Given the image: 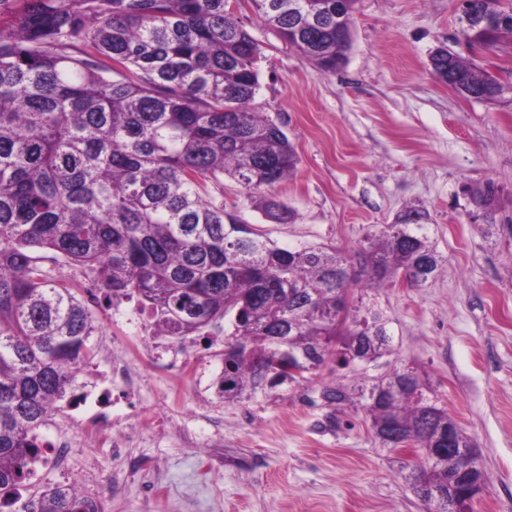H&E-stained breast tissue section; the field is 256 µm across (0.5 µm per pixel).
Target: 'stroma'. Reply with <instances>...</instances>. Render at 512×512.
<instances>
[{
	"instance_id": "35a3bbf8",
	"label": "stroma",
	"mask_w": 512,
	"mask_h": 512,
	"mask_svg": "<svg viewBox=\"0 0 512 512\" xmlns=\"http://www.w3.org/2000/svg\"><path fill=\"white\" fill-rule=\"evenodd\" d=\"M229 8L263 47L253 106L283 124L300 162L260 192L228 177L204 196L279 246L350 254L368 226L421 214L441 271L375 298L396 358L422 371L476 442L489 483L472 512H512V99H465L430 62L443 47L503 79L512 36L489 51L468 48L456 0H357L347 61L327 73L263 26L248 0ZM489 180L500 196L490 213L473 202ZM268 197L288 206L286 223L265 216ZM91 310L99 370L117 354L143 367L137 325L111 306ZM145 378L133 402L107 407L126 448L78 443L29 492L79 483L108 497L111 512H424L402 479L410 451L380 448L354 409L316 402L328 371L238 403L201 400L192 379L159 369Z\"/></svg>"
}]
</instances>
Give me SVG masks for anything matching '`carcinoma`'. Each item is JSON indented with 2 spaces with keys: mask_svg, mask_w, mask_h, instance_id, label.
Returning <instances> with one entry per match:
<instances>
[{
  "mask_svg": "<svg viewBox=\"0 0 512 512\" xmlns=\"http://www.w3.org/2000/svg\"><path fill=\"white\" fill-rule=\"evenodd\" d=\"M21 27L0 33V506L87 512L67 486L21 500L36 436L76 390L94 316L79 293L50 283L33 253L81 266L108 305L137 301L166 336L208 340L224 322V400L310 381L322 368L353 376L319 388L336 410L352 403L379 447L413 448L405 487L426 512H470L480 458L448 460L472 439L414 368L392 359L390 321L355 288L434 279L442 257L430 225L407 214L370 226L354 254L324 245L283 248L201 194L229 175L249 191L292 174L298 157L272 118L251 108L260 42L229 0H24ZM264 25L325 72L351 47L356 0L301 25L289 0H251ZM486 23L463 38L486 48L512 34V2L470 0ZM434 73L490 102L512 83L436 50ZM137 70L136 79L125 72ZM492 181L476 203L493 210ZM264 214L282 223L275 200Z\"/></svg>",
  "mask_w": 512,
  "mask_h": 512,
  "instance_id": "obj_1",
  "label": "carcinoma"
}]
</instances>
